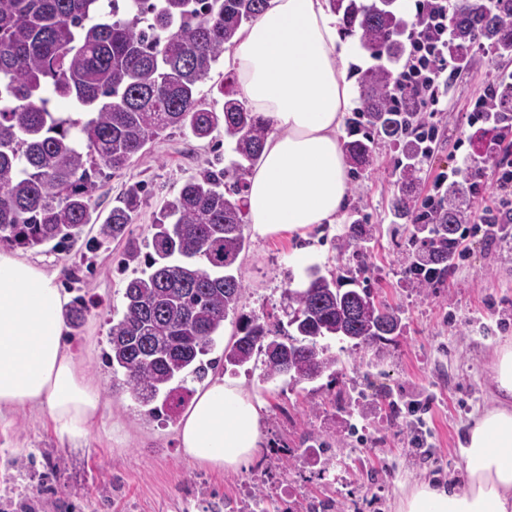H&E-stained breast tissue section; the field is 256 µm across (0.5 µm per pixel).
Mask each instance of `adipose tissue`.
<instances>
[{"label": "adipose tissue", "instance_id": "obj_1", "mask_svg": "<svg viewBox=\"0 0 512 512\" xmlns=\"http://www.w3.org/2000/svg\"><path fill=\"white\" fill-rule=\"evenodd\" d=\"M227 63L241 96L266 129L247 176L254 238H306L338 222L348 198L340 144L356 89L348 80L353 49L342 42L328 0H269L242 29ZM58 271L0 248V422L17 409L47 411L60 435H84L102 399L64 340L67 294ZM490 405L470 423L460 454L463 484L428 483L403 491L397 512H512V343L496 352ZM262 403L234 381L215 376L178 427L183 454L203 468L236 471L254 458Z\"/></svg>", "mask_w": 512, "mask_h": 512}]
</instances>
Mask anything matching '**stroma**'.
<instances>
[{"label":"stroma","mask_w":512,"mask_h":512,"mask_svg":"<svg viewBox=\"0 0 512 512\" xmlns=\"http://www.w3.org/2000/svg\"><path fill=\"white\" fill-rule=\"evenodd\" d=\"M469 55L468 69L447 94V111L431 117L438 140L420 175L419 196L463 156L459 142L474 133L470 101L491 88L497 74L512 71V59L477 47ZM231 147L220 131L199 140L165 130L126 169L100 170L96 212L103 218L127 184L148 185L128 240L91 250L98 227L89 224L77 244L31 249V257L59 271L70 302L89 305L79 325L68 328L66 342L100 387L103 417L72 442L59 436L47 414L17 410L10 425L0 426V512H213V503L235 506L247 492L268 512H396L403 490L463 480L459 444L472 417L489 404L494 352L512 338V242L485 225H467L465 255L444 280L424 292L411 288L402 261L408 233L389 213L401 188L403 155L387 143L377 146L366 168L351 166L342 219L312 232L309 253L287 234L249 239L237 261L244 284L238 313L225 320L211 355L221 358L241 313L264 316L288 332L286 289L313 265L327 277H355L376 301L396 308L399 336L377 351L330 339L339 373L310 383L265 379L260 354L228 368L227 377L264 403L261 446L253 462L235 472L197 467L178 446L177 418H144L128 394L112 391L105 355L110 321L121 318L133 276L127 243L150 237L162 201L216 160L230 161ZM356 219L374 227L362 261L337 250Z\"/></svg>","instance_id":"35a3bbf8"}]
</instances>
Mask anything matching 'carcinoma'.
<instances>
[{"label":"carcinoma","instance_id":"cac0c4a2","mask_svg":"<svg viewBox=\"0 0 512 512\" xmlns=\"http://www.w3.org/2000/svg\"><path fill=\"white\" fill-rule=\"evenodd\" d=\"M268 0H0V244L34 248L54 240L75 244L95 212L97 162L124 169L168 128L188 129L206 139L218 129L233 144L236 159L185 180L164 201L153 224L150 249L133 245L127 261L145 268L124 292L123 315L109 331L112 386L127 391L145 416L158 396L177 412L193 393L188 380L205 378L204 361L216 345L244 288L234 272L245 249L246 174L257 160L265 129L243 99L227 98L218 112L199 86L233 46L237 31L253 22ZM395 0H329L342 29L372 56L398 62L406 22ZM448 54L461 56L479 43L499 57L512 56V0H454L448 12ZM398 71L381 68L359 81L361 112L354 126L367 133L344 144L350 158L368 165L375 145L404 143L413 113L392 106L388 91ZM93 111L84 123L53 114L52 97ZM472 176L448 188L438 210L393 195L395 221L411 226L407 270L411 284L428 288L448 274L461 246L459 227L475 219L467 202ZM147 186L129 184L99 230L100 242L125 235ZM372 229L353 222L339 250L372 240ZM295 308L294 334L285 337L258 315L239 317V336L224 348V366L241 367L265 356L264 377L289 375L298 382L337 373L338 359L325 339L362 349L399 334L396 309L376 306L366 288L344 289L341 277L312 271L305 288L288 289Z\"/></svg>","mask_w":512,"mask_h":512}]
</instances>
